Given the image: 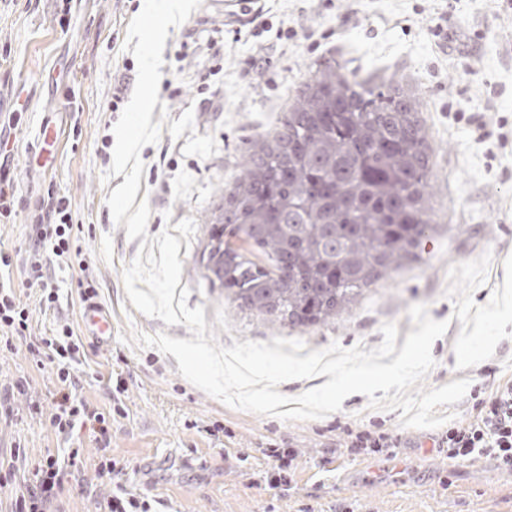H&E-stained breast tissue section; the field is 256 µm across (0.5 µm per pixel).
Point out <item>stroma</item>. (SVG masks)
<instances>
[{"mask_svg":"<svg viewBox=\"0 0 512 512\" xmlns=\"http://www.w3.org/2000/svg\"><path fill=\"white\" fill-rule=\"evenodd\" d=\"M260 14L227 23L224 0H202L170 28L160 83L179 89L163 98L153 120L160 140L142 148L138 189L151 214L149 236L169 232L180 241L181 283L188 307L225 347L234 341L284 337L308 350L339 344L370 351L381 327L398 326L405 342L412 305L448 324L432 345L434 367L425 388L469 380L461 402L436 407L453 423L472 421L474 392L512 382V0H261ZM142 0H0V180L13 186L10 217H0V249L11 252L10 273L20 300L31 307V337L59 319L87 329L71 269L59 265L60 306L46 313L23 263L30 226L48 192L65 196L82 224L78 244L99 283V303L112 317V340L95 346L79 365L77 393L90 408L112 415L111 448L119 468L113 482L97 475L99 444L81 430L80 472L67 479L60 512H99L118 484L155 501L156 512H512V474L487 459L448 462L433 443L437 429L400 423V410L370 408L353 394L339 411L285 421L235 409L182 377L174 356L133 343L134 334L189 338L185 325L141 314L128 298L123 271L137 256L106 203L123 176H110L112 88L137 76L124 44ZM443 27L447 41L434 37ZM292 28L290 40L278 29ZM394 78L420 93L431 147L429 228L403 266L367 288L335 321L291 329L240 312L223 288L204 276V222L241 170L248 143L271 130L302 83L325 64ZM207 94H199L200 85ZM60 130L56 161L31 150L42 118ZM27 340L0 343V392L18 383L19 414L0 418V512H11L16 490L47 453L70 444L49 426L54 402L52 363L35 365ZM125 382L121 399L109 375ZM39 410L25 409L26 398ZM123 413H115V405ZM220 425L219 437L202 434ZM396 436L394 456L354 458L322 451L336 445L337 428ZM300 448L296 468H282L283 488L255 486L256 468H273L270 446ZM25 454L18 462L17 454Z\"/></svg>","mask_w":512,"mask_h":512,"instance_id":"obj_1","label":"stroma"}]
</instances>
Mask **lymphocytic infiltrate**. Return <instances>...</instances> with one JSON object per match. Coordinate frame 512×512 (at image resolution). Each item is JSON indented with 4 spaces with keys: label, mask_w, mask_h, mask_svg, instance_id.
<instances>
[{
    "label": "lymphocytic infiltrate",
    "mask_w": 512,
    "mask_h": 512,
    "mask_svg": "<svg viewBox=\"0 0 512 512\" xmlns=\"http://www.w3.org/2000/svg\"><path fill=\"white\" fill-rule=\"evenodd\" d=\"M75 224L71 203L67 197L49 194L41 212L31 226L33 244L28 252L26 269L38 288L40 308L56 310L60 302L59 287L50 272L54 263L75 267L78 297L88 301L98 295L97 286L86 265L79 262V250L74 247L81 232ZM31 328V310L18 299L14 288L0 280V331L23 338ZM28 353L35 364L50 361L56 366L57 393L49 414V424L56 434L71 439L76 426H90L103 452L98 463L100 476L114 472L116 463L108 452L111 444V415L89 410L86 402L76 395L77 365L88 358V347L68 321H56L38 344L29 346ZM477 413L466 424L449 426L438 440L437 448L451 462H463L476 456L495 461L498 469L512 473V383L484 393L475 402ZM78 449H71L67 459L46 454L36 464L34 482L19 491L13 502V512H52L61 496L67 468L76 466Z\"/></svg>",
    "instance_id": "f902f5d3"
}]
</instances>
